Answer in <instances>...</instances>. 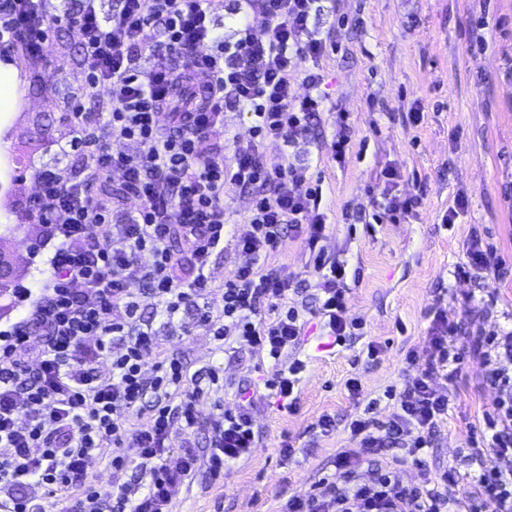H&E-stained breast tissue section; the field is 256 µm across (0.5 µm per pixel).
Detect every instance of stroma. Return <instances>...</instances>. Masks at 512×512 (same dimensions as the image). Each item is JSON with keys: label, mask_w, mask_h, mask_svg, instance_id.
Returning <instances> with one entry per match:
<instances>
[{"label": "stroma", "mask_w": 512, "mask_h": 512, "mask_svg": "<svg viewBox=\"0 0 512 512\" xmlns=\"http://www.w3.org/2000/svg\"><path fill=\"white\" fill-rule=\"evenodd\" d=\"M333 44L319 62L327 94L325 107L306 137L287 145L267 141L264 163L271 168L289 158H310L312 178L321 179V208L327 215L328 256L346 266L349 318L363 328L345 345L331 346L319 318H311L301 344L280 360L264 352H223L212 331L196 322L194 310L167 320L155 299L139 293L144 317L158 331V346L145 362L177 358L186 366L183 386L202 388L198 404L202 426L192 440L199 453L210 448L209 430L224 410H234L236 389L245 384L254 396L252 417L258 446L234 463L219 480L198 472L190 485L175 489L172 512H284L289 498L320 491L335 472L336 453L354 447L348 425L366 414L385 422L392 410L388 389H403L424 367L429 353L435 305H442L457 338L450 350L463 361L454 395L426 453L430 469L453 467L464 482L480 468L501 462L485 450L482 467L469 466L467 434L493 411L501 395L486 378L483 360L469 354L475 332L512 331V0H327L310 21ZM70 30H55L42 61L10 60L23 82L20 111L5 113L0 151V262L12 271L11 289L0 292V329L23 307L14 285L37 287L43 261H30L37 226L21 204L36 195V173L49 168L72 180L77 157L68 153L70 105L84 69ZM345 112L351 143L343 163L332 161L328 144L336 115ZM421 113L413 123V113ZM398 173L394 194L413 200V214L397 223H365L357 212H383L387 203L382 168ZM455 223H444L450 208ZM496 247L508 274L456 276L468 243ZM242 258L232 235L206 270L209 302L223 308L224 283ZM299 240L284 237L262 268L289 274V298L313 305L314 276ZM376 353H369V346ZM305 364L298 382L296 411L280 408L264 387L293 360ZM218 372L212 385L210 372ZM356 379L360 393L347 390ZM335 430L319 427L323 415ZM293 456H285L282 443ZM115 449L105 445L91 457L88 472L109 491L138 463L126 447L124 465L112 466Z\"/></svg>", "instance_id": "obj_1"}]
</instances>
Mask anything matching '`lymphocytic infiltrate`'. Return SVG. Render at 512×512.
<instances>
[{
	"instance_id": "f902f5d3",
	"label": "lymphocytic infiltrate",
	"mask_w": 512,
	"mask_h": 512,
	"mask_svg": "<svg viewBox=\"0 0 512 512\" xmlns=\"http://www.w3.org/2000/svg\"><path fill=\"white\" fill-rule=\"evenodd\" d=\"M246 2L252 15L232 42L216 32L212 0H119L106 18L97 0H82L78 14L51 19L42 0H0L1 53L21 43L37 58L55 29L72 30L84 60L86 95L104 88L111 101L100 125L83 104L73 106L70 144L83 149L79 174L63 182L39 172L40 191L24 204L40 226L30 254L45 256L46 269L38 287H20L25 309L0 330V512H44L42 504L18 494V487L30 484L45 489L57 512H171L176 487L202 469L220 478L226 465L256 448L253 399L242 395L235 410L216 418L208 455L186 442L180 465L168 466L173 427L190 435L201 424L202 391L185 392L171 404L169 390L181 386L183 364L173 359L146 366L154 332L138 313L131 283L143 285L167 319L196 306L199 323L213 329L225 348H258L274 359L300 344L309 316L321 319L336 345L356 326L346 315V270L320 245L326 228L321 182L300 161L268 168L261 152L265 141L291 144L306 135L324 106L321 74L306 75L304 94L292 84L302 62L319 61L327 51L309 27L319 0ZM214 44L219 53L211 52ZM186 76L202 83L205 96L179 113L170 129L159 114ZM228 104L250 112L253 127L249 139L232 137L226 164L217 159L221 145L208 149L204 143L223 125ZM113 138L138 142L139 162L113 154ZM115 169L136 202L118 224L111 198L89 192ZM228 186L252 193L253 202L244 222L233 224L245 261L225 282L217 317L204 302L205 269L224 245L225 224H232L224 205ZM287 232L301 240L317 276L316 308L289 305L291 276L258 265ZM186 259L192 265L187 278L179 273ZM455 334L442 309H435L426 364L405 384L388 420L354 419L349 432L355 445L338 451L333 481L321 493L289 499L288 512H512L511 470L482 471L464 492L452 468L412 486L398 478L407 465L424 467L421 454L448 413L450 394L433 380L455 377L459 358L448 351ZM494 343L491 336L476 339L492 382L506 393L495 416L470 433L508 459L512 372L492 355ZM21 345L35 354L36 368L18 356ZM150 393L156 402L149 416L129 427L119 410H139ZM128 438L138 450V476L111 492L97 490L88 479V460L103 444L118 447ZM392 445L400 454L381 459L382 449Z\"/></svg>"
}]
</instances>
